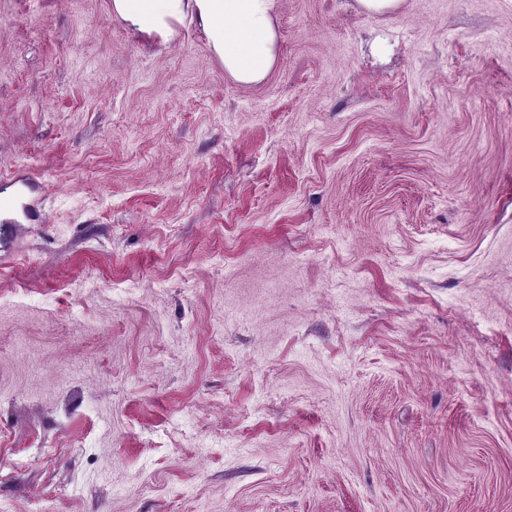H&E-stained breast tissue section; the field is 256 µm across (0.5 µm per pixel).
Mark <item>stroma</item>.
Segmentation results:
<instances>
[{
  "instance_id": "35a3bbf8",
  "label": "stroma",
  "mask_w": 512,
  "mask_h": 512,
  "mask_svg": "<svg viewBox=\"0 0 512 512\" xmlns=\"http://www.w3.org/2000/svg\"><path fill=\"white\" fill-rule=\"evenodd\" d=\"M111 2L0 0V512H512V0ZM274 0H112V15L146 34L171 35L196 21L224 70L244 85L263 80L275 60Z\"/></svg>"
}]
</instances>
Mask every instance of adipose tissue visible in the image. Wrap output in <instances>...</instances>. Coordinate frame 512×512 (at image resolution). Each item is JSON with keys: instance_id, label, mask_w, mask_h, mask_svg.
<instances>
[{"instance_id": "ef3b65f1", "label": "adipose tissue", "mask_w": 512, "mask_h": 512, "mask_svg": "<svg viewBox=\"0 0 512 512\" xmlns=\"http://www.w3.org/2000/svg\"><path fill=\"white\" fill-rule=\"evenodd\" d=\"M273 6L274 0H112V14L164 37L175 25L198 23L225 71L249 85L263 80L274 64Z\"/></svg>"}]
</instances>
